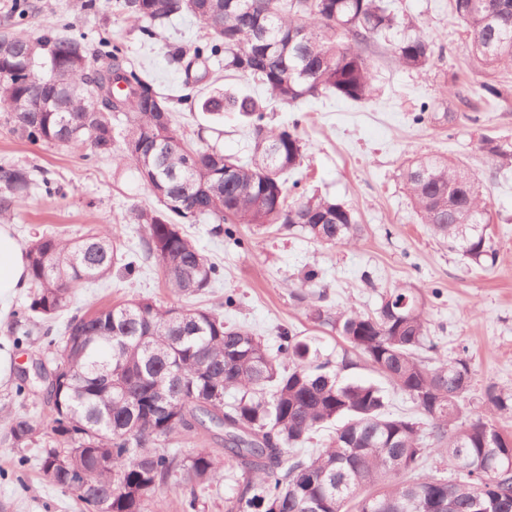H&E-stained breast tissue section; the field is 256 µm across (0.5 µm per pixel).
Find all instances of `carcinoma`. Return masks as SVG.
<instances>
[{"label": "carcinoma", "mask_w": 512, "mask_h": 512, "mask_svg": "<svg viewBox=\"0 0 512 512\" xmlns=\"http://www.w3.org/2000/svg\"><path fill=\"white\" fill-rule=\"evenodd\" d=\"M115 7L145 21L141 33L150 40L172 20L194 16L209 31L207 41L165 42L168 65L186 83L208 85L210 63L222 56L224 71L253 79L287 105L324 90L350 102L368 100L366 49L399 25L405 34L391 53L400 66L424 70L434 58L432 41L414 21L398 17L395 0H115ZM450 14L468 33L485 75L512 67V0H450ZM66 30L64 23L16 38L36 52L0 61L3 120L31 144L115 153L133 167L158 204L133 216L143 254L172 294H200L220 275L183 234L185 223L211 224L216 234L226 224L287 229L325 245L360 239L362 225L342 204L290 197L284 175L304 157L298 124L269 125L266 106L248 95L201 93L198 111L216 119L236 112L248 123L252 157L243 163L180 133L169 98L120 61L118 45L102 37L92 53ZM121 81L127 88L114 102L110 92ZM42 94L60 98L65 110L13 111L19 98ZM92 99L100 111H82ZM157 102L168 115L162 131L151 109ZM121 115L127 126L118 149L114 120ZM151 137L163 138L159 160L128 146ZM483 149L494 161L512 159V151L491 140ZM401 176L421 223L470 263L493 267L496 248L481 228L490 221V202L472 174L431 154L409 160ZM37 186L62 192L33 169L0 164V221ZM26 250L31 292L15 313L20 322L50 323L76 288L104 279L125 260L122 245L106 232L77 239L42 233ZM291 297L309 321L342 340L340 353L325 354L316 338L289 330L273 352L263 337L224 321L219 311L148 298L72 316L53 375L40 381L43 413L10 417V445L46 435L41 462L55 454L51 483L90 512H152L169 488L181 490L185 512H198L219 472L208 440L224 450V479L232 483L224 512H512V435L469 414L474 369L467 358L434 363L426 356L436 344L413 288L383 291L371 313L331 305L323 290L297 287ZM355 355L410 400L411 414L391 413L381 386L341 379V371L357 365ZM484 398L493 410L512 412V394L496 385L485 387ZM331 426L315 453L290 455ZM175 439L201 447L170 452ZM436 456L448 457L456 479L427 470ZM80 471L90 477L78 488Z\"/></svg>", "instance_id": "cac0c4a2"}]
</instances>
